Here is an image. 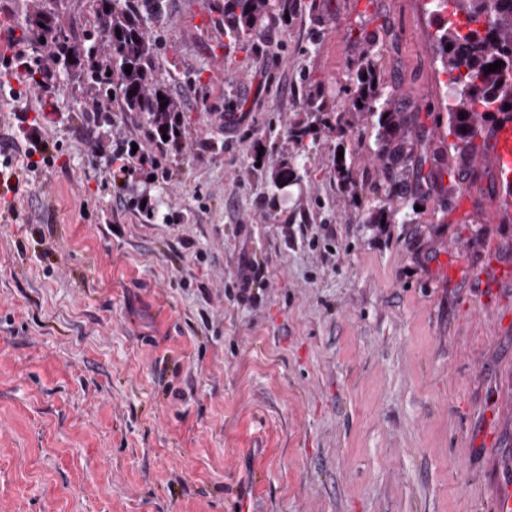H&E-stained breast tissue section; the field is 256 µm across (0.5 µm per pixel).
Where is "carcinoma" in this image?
Listing matches in <instances>:
<instances>
[{
  "mask_svg": "<svg viewBox=\"0 0 512 512\" xmlns=\"http://www.w3.org/2000/svg\"><path fill=\"white\" fill-rule=\"evenodd\" d=\"M42 0L41 10L24 18L34 47L51 41L57 61L104 97L117 87L126 111L140 114L163 135L178 128V109L160 88L154 72L158 44L151 32L163 14L162 0H91L94 30L106 44L107 63L94 55V46L72 38L56 24L58 3ZM438 29L435 54L448 76V127L458 144L460 158L478 150L475 140L485 129L512 122V0H432ZM295 0H224V35L247 44L261 18L283 20ZM499 61L494 72L486 67ZM132 66L126 73V66ZM377 67L369 61L357 75L353 107L377 117L380 156L389 170L412 158L408 147L410 126L390 98H382ZM164 99H158V95ZM167 105H162V102Z\"/></svg>",
  "mask_w": 512,
  "mask_h": 512,
  "instance_id": "1",
  "label": "carcinoma"
}]
</instances>
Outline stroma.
Masks as SVG:
<instances>
[{
    "label": "stroma",
    "mask_w": 512,
    "mask_h": 512,
    "mask_svg": "<svg viewBox=\"0 0 512 512\" xmlns=\"http://www.w3.org/2000/svg\"><path fill=\"white\" fill-rule=\"evenodd\" d=\"M40 5L0 0V56ZM435 33L428 0H296L242 48L163 0L173 151L52 45L53 80L0 89V512H484L512 470V194L488 150L455 162ZM369 59L462 194L384 168ZM27 115L57 150L34 174ZM133 142L156 176L112 188ZM124 155L125 153L122 147L115 151L113 150L110 166H113L117 161H120V165L115 169H109L106 173L107 179L111 182V185L118 189H123L130 182L132 174L136 171V169L133 170L124 162ZM124 168H127V171H124Z\"/></svg>",
    "instance_id": "obj_1"
}]
</instances>
